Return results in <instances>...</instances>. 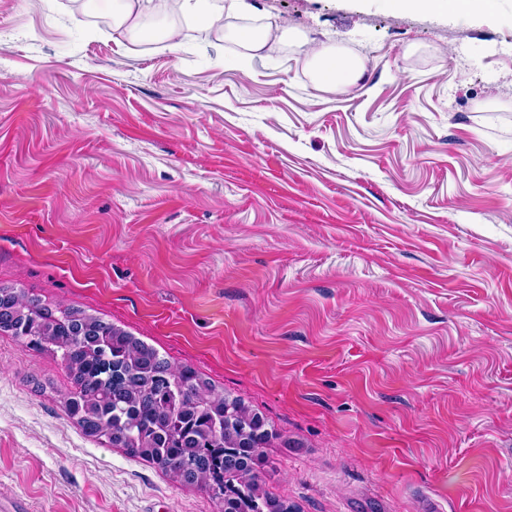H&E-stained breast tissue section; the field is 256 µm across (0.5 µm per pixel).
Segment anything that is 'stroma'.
I'll use <instances>...</instances> for the list:
<instances>
[{
	"label": "stroma",
	"instance_id": "35a3bbf8",
	"mask_svg": "<svg viewBox=\"0 0 512 512\" xmlns=\"http://www.w3.org/2000/svg\"><path fill=\"white\" fill-rule=\"evenodd\" d=\"M113 0H0V284L77 305L258 409L299 512H512V0H244L293 41L179 49ZM363 59L315 87L299 40ZM0 335V500L218 512L87 437ZM112 10V32L124 35L131 42L158 39L168 43L170 48L179 44L180 30L172 25L157 30L145 18L157 12L159 6L167 10L168 1L159 0H115ZM388 5L398 12H420L430 14H446L452 16L460 13V9L468 7L467 12L490 14L483 2L474 0H387Z\"/></svg>",
	"mask_w": 512,
	"mask_h": 512
}]
</instances>
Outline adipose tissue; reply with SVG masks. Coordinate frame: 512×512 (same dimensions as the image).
Instances as JSON below:
<instances>
[{
	"instance_id": "obj_1",
	"label": "adipose tissue",
	"mask_w": 512,
	"mask_h": 512,
	"mask_svg": "<svg viewBox=\"0 0 512 512\" xmlns=\"http://www.w3.org/2000/svg\"><path fill=\"white\" fill-rule=\"evenodd\" d=\"M112 11V30L124 35L133 42L146 39H158L176 47L181 35L176 26L162 29L149 23V16L158 8L166 6L167 0H115ZM305 64L310 70L316 87L335 89L357 85L365 73L362 59L332 50L322 45L309 46L305 54Z\"/></svg>"
}]
</instances>
